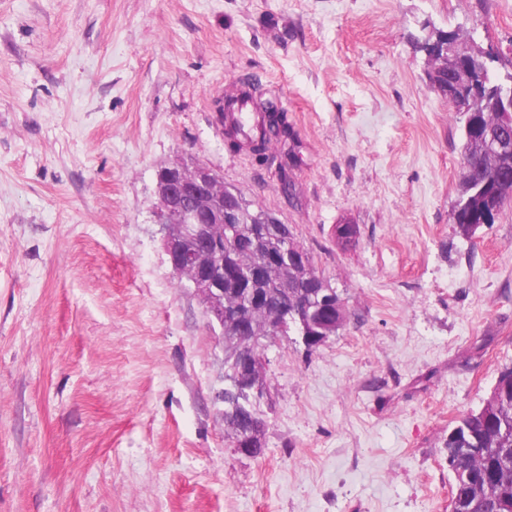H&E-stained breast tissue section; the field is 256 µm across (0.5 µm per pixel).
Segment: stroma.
Returning <instances> with one entry per match:
<instances>
[{
	"label": "stroma",
	"instance_id": "1",
	"mask_svg": "<svg viewBox=\"0 0 512 512\" xmlns=\"http://www.w3.org/2000/svg\"><path fill=\"white\" fill-rule=\"evenodd\" d=\"M429 26L512 71V0H0V512H449L440 440L512 367V207L456 232ZM249 82L294 130L264 162L218 117ZM198 161L348 310L267 350L256 458L161 245L156 173Z\"/></svg>",
	"mask_w": 512,
	"mask_h": 512
}]
</instances>
